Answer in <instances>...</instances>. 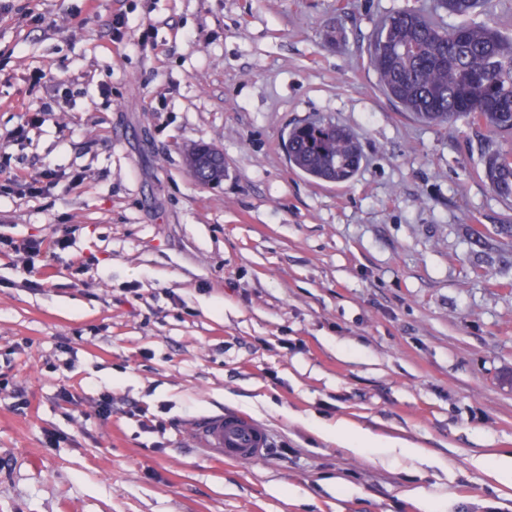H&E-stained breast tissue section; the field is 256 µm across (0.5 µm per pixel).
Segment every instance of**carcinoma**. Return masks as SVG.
Instances as JSON below:
<instances>
[{"label":"carcinoma","mask_w":512,"mask_h":512,"mask_svg":"<svg viewBox=\"0 0 512 512\" xmlns=\"http://www.w3.org/2000/svg\"><path fill=\"white\" fill-rule=\"evenodd\" d=\"M481 0H438L454 19L442 24L398 8L379 23L368 48L383 91L424 122H464L489 141L512 135V36L471 16ZM289 163L308 177L345 182L363 153L346 128L324 119L298 124L284 141ZM484 175L500 197L512 198V152L487 149Z\"/></svg>","instance_id":"carcinoma-1"}]
</instances>
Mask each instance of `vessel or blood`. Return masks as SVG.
I'll use <instances>...</instances> for the list:
<instances>
[{"label": "vessel or blood", "mask_w": 512, "mask_h": 512, "mask_svg": "<svg viewBox=\"0 0 512 512\" xmlns=\"http://www.w3.org/2000/svg\"><path fill=\"white\" fill-rule=\"evenodd\" d=\"M186 430L196 448L213 461H256L270 446L267 430L239 413L203 415L191 420Z\"/></svg>", "instance_id": "1"}]
</instances>
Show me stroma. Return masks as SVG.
<instances>
[{"label":"stroma","mask_w":512,"mask_h":512,"mask_svg":"<svg viewBox=\"0 0 512 512\" xmlns=\"http://www.w3.org/2000/svg\"><path fill=\"white\" fill-rule=\"evenodd\" d=\"M432 6L0 0V512H512L480 465L512 454V200L482 130L411 119L368 64L384 16ZM315 115L357 136L351 181L289 165ZM220 410L265 425L263 459L200 455L185 425ZM484 175L492 190L501 198L512 197V152L490 149L484 155ZM320 433L327 440L340 443L344 448L359 453L369 451L379 457H404L421 460L425 457L422 448L409 446L399 439L385 440L368 430L352 427L345 421L336 422L335 426L316 423Z\"/></svg>","instance_id":"obj_1"}]
</instances>
